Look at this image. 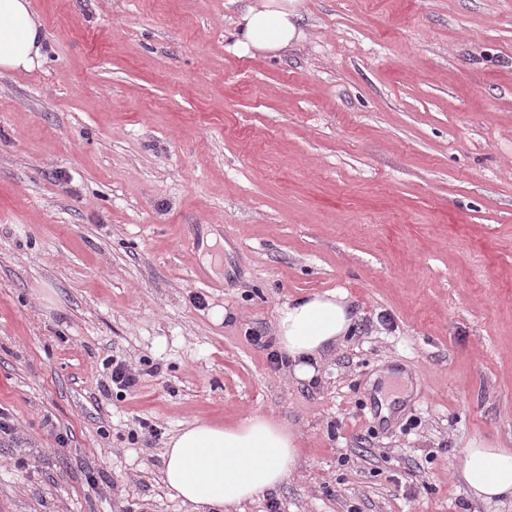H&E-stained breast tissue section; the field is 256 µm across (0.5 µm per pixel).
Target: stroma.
<instances>
[{
	"instance_id": "stroma-1",
	"label": "stroma",
	"mask_w": 512,
	"mask_h": 512,
	"mask_svg": "<svg viewBox=\"0 0 512 512\" xmlns=\"http://www.w3.org/2000/svg\"><path fill=\"white\" fill-rule=\"evenodd\" d=\"M31 5L48 59L0 73V512H186L167 440L256 413L300 457L244 512H512L460 478L469 437L512 449V0H306L276 57L233 52L229 0ZM338 288L352 336L273 369L250 334Z\"/></svg>"
}]
</instances>
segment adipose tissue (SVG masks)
I'll return each instance as SVG.
<instances>
[{
  "label": "adipose tissue",
  "instance_id": "1",
  "mask_svg": "<svg viewBox=\"0 0 512 512\" xmlns=\"http://www.w3.org/2000/svg\"><path fill=\"white\" fill-rule=\"evenodd\" d=\"M304 0H244L233 33L242 56H275L306 40ZM46 54L42 25L30 0H0V72L30 71ZM346 292L334 289L288 299L277 311L276 336L296 377L313 376L312 360L354 330ZM461 476L472 500L512 502V451L480 437L462 450ZM299 458V436L278 419L252 415L224 425L188 423L166 444L163 480L192 512H239L241 505L279 486Z\"/></svg>",
  "mask_w": 512,
  "mask_h": 512
}]
</instances>
